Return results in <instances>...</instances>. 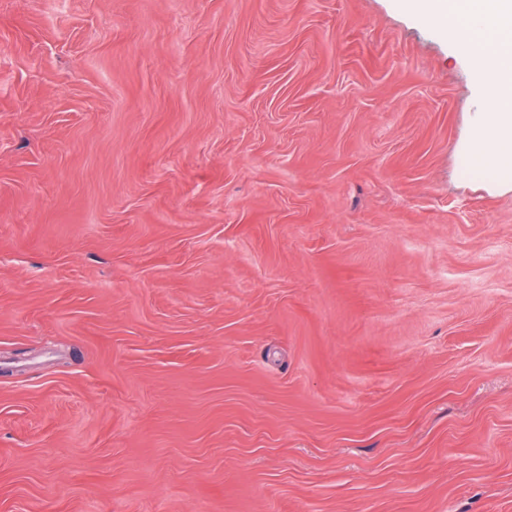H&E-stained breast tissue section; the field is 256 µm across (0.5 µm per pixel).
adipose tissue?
<instances>
[{
	"instance_id": "adipose-tissue-1",
	"label": "adipose tissue",
	"mask_w": 512,
	"mask_h": 512,
	"mask_svg": "<svg viewBox=\"0 0 512 512\" xmlns=\"http://www.w3.org/2000/svg\"><path fill=\"white\" fill-rule=\"evenodd\" d=\"M410 11L448 29L478 82L494 80L495 94L477 113L463 144L470 179L512 190V0H404Z\"/></svg>"
}]
</instances>
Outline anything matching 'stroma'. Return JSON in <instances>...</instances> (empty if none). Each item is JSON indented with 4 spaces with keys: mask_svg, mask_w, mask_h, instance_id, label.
<instances>
[{
    "mask_svg": "<svg viewBox=\"0 0 512 512\" xmlns=\"http://www.w3.org/2000/svg\"><path fill=\"white\" fill-rule=\"evenodd\" d=\"M402 0H0V512H512V192Z\"/></svg>",
    "mask_w": 512,
    "mask_h": 512,
    "instance_id": "1",
    "label": "stroma"
}]
</instances>
